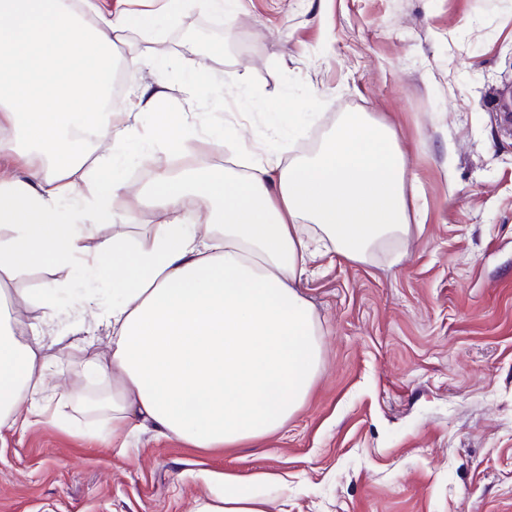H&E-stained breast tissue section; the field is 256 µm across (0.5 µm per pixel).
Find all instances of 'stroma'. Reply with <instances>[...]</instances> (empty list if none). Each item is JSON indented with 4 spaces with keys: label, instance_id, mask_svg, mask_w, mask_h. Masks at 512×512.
I'll use <instances>...</instances> for the list:
<instances>
[{
    "label": "stroma",
    "instance_id": "1",
    "mask_svg": "<svg viewBox=\"0 0 512 512\" xmlns=\"http://www.w3.org/2000/svg\"><path fill=\"white\" fill-rule=\"evenodd\" d=\"M165 52L166 111L205 141L201 169L244 171L245 143L310 154L347 113L392 126L418 196L409 238L357 263L326 250L299 288L321 324L322 365L277 433L207 450L146 427L129 458L100 440L93 397L104 333L59 337L47 393L71 428H0V512H196L224 475L248 480L271 512H512V0H238L214 14L188 0L120 47ZM208 59L219 93L187 96ZM286 111L268 116L267 103Z\"/></svg>",
    "mask_w": 512,
    "mask_h": 512
}]
</instances>
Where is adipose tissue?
<instances>
[{
	"instance_id": "ef3b65f1",
	"label": "adipose tissue",
	"mask_w": 512,
	"mask_h": 512,
	"mask_svg": "<svg viewBox=\"0 0 512 512\" xmlns=\"http://www.w3.org/2000/svg\"><path fill=\"white\" fill-rule=\"evenodd\" d=\"M155 23L109 0H0V159L12 165L0 173V426L22 409L52 413L47 330L87 315L112 345L91 371L113 434L149 424L236 448L279 431L315 382L320 325L299 288L317 257L310 231L356 262L407 236L406 156L389 127L349 115L312 158L269 152L241 178L185 179L168 160L192 133L187 113L161 111L164 81L137 90L134 112L109 99L119 42ZM145 117L157 146L147 188L107 180ZM146 201L159 223L87 249L98 225L134 223ZM74 265L108 279V306L90 293L61 307L56 279L18 285ZM198 512L270 509L228 479Z\"/></svg>"
}]
</instances>
